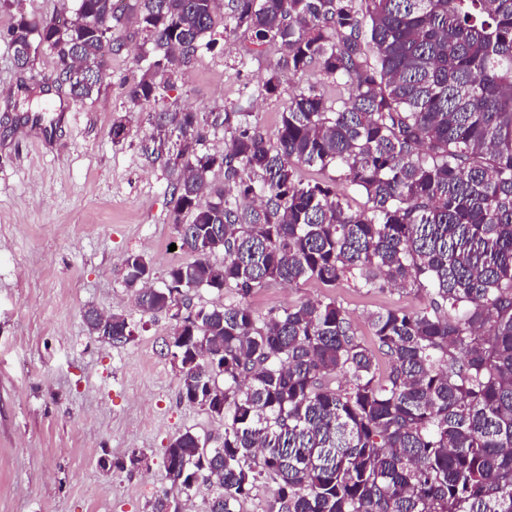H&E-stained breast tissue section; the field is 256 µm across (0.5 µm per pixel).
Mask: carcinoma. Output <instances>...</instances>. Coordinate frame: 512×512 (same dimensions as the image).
<instances>
[{"label": "carcinoma", "mask_w": 512, "mask_h": 512, "mask_svg": "<svg viewBox=\"0 0 512 512\" xmlns=\"http://www.w3.org/2000/svg\"><path fill=\"white\" fill-rule=\"evenodd\" d=\"M217 9L136 0L153 55L133 103L174 86ZM115 17L113 0H78L62 22L22 14L8 30L16 65L46 48L69 95L89 99ZM240 29L284 47L306 84L274 141L251 121L246 84L222 117L157 113V133L182 138L169 191L192 260L144 288L147 260L126 258L144 312L191 288L239 296L187 312L166 344L182 398L224 418L217 448L173 438L166 471L179 463L185 494L213 486L210 512H237L268 477V512H512V0H232L224 36ZM207 125L231 133L223 153L197 150ZM300 166L336 177L304 182ZM216 170L224 186L211 188ZM308 281L387 284L427 303L371 314L369 345L332 294L264 316L247 304L271 282ZM85 323L108 343L132 335L122 315L91 309ZM176 507L163 491L150 512Z\"/></svg>", "instance_id": "1"}]
</instances>
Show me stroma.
Here are the masks:
<instances>
[{"mask_svg":"<svg viewBox=\"0 0 512 512\" xmlns=\"http://www.w3.org/2000/svg\"><path fill=\"white\" fill-rule=\"evenodd\" d=\"M62 8L63 0H0V512H149L163 490L192 512H210L214 489L201 483L183 494L163 455L186 431L219 446L224 421L181 399L164 346L175 322L136 306L125 260L144 255L159 288L188 258L175 246L168 192L179 140L155 135V113L229 110L246 84L253 123L275 139L288 91L263 84L283 52L216 25L214 47L197 50L174 88L136 107L128 93L148 47L126 7L102 88L79 101L57 80L50 51L22 70L6 39L19 14L49 20ZM32 113L42 123L29 121ZM118 121L127 127L120 139L112 135ZM323 293L311 281L274 283L247 303L264 315ZM335 295L365 342L369 313L424 305L393 289ZM89 309L126 317L133 336L109 344L90 335ZM135 454L143 458L136 468L128 464ZM103 457L109 469L100 468Z\"/></svg>","mask_w":512,"mask_h":512,"instance_id":"stroma-1","label":"stroma"}]
</instances>
